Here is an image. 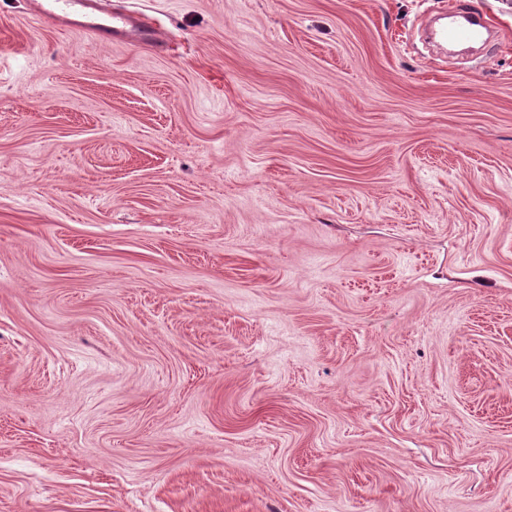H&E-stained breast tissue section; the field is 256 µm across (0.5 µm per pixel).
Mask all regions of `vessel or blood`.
<instances>
[{
    "mask_svg": "<svg viewBox=\"0 0 512 512\" xmlns=\"http://www.w3.org/2000/svg\"><path fill=\"white\" fill-rule=\"evenodd\" d=\"M36 17H53L68 20L84 17V27L97 38L111 40L114 32H121L132 38L147 36L149 28L142 21L131 16L119 17L113 14L109 0H33ZM484 25L479 17L471 15L465 20L450 18L448 36L452 39L474 40L481 37Z\"/></svg>",
    "mask_w": 512,
    "mask_h": 512,
    "instance_id": "b4317fda",
    "label": "vessel or blood"
}]
</instances>
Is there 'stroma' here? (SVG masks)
Returning <instances> with one entry per match:
<instances>
[{"label": "stroma", "instance_id": "obj_1", "mask_svg": "<svg viewBox=\"0 0 512 512\" xmlns=\"http://www.w3.org/2000/svg\"><path fill=\"white\" fill-rule=\"evenodd\" d=\"M112 11L0 0V512H512V0ZM36 7L33 14L38 18L53 17L68 21L74 25H83L85 29L101 40H112L114 32L119 31L132 38H144L150 29L135 17H119L112 13L107 0H33ZM94 15L92 21H79L75 17ZM71 16V18H69ZM456 15H449L448 37L459 40H474L481 37L483 29L486 26L480 21L476 15H471L465 18V22H460Z\"/></svg>", "mask_w": 512, "mask_h": 512}]
</instances>
